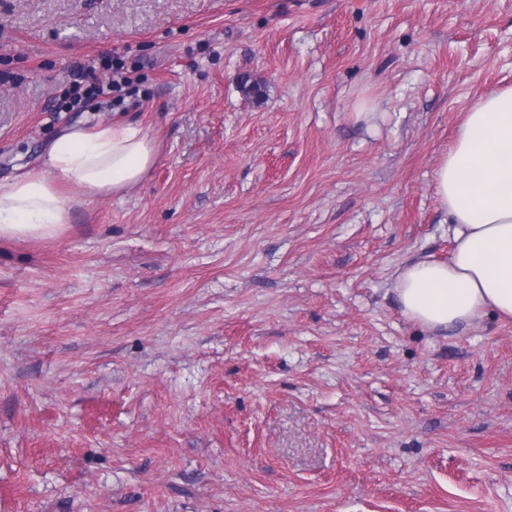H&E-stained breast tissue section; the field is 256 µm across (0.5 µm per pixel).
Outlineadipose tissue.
Returning a JSON list of instances; mask_svg holds the SVG:
<instances>
[{
  "label": "adipose tissue",
  "instance_id": "1",
  "mask_svg": "<svg viewBox=\"0 0 512 512\" xmlns=\"http://www.w3.org/2000/svg\"><path fill=\"white\" fill-rule=\"evenodd\" d=\"M155 137L142 123L86 117L43 151L41 162L0 181V239L50 238L70 222L63 186L88 196L121 194L156 163ZM448 215V260L404 266L395 283L403 316L433 331L512 318V88L482 97L465 115L435 174Z\"/></svg>",
  "mask_w": 512,
  "mask_h": 512
}]
</instances>
